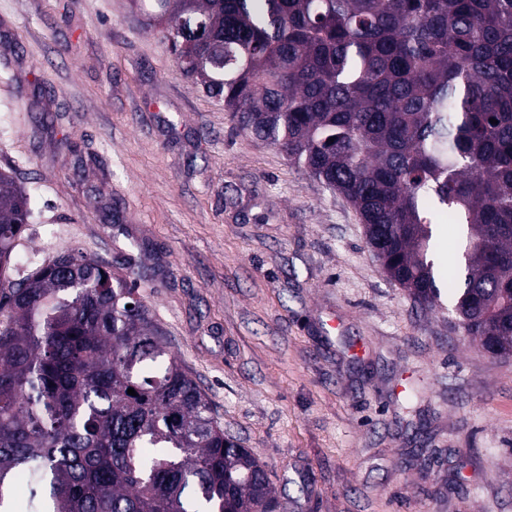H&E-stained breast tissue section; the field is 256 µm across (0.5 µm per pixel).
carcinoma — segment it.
Wrapping results in <instances>:
<instances>
[{"label": "carcinoma", "instance_id": "cac0c4a2", "mask_svg": "<svg viewBox=\"0 0 512 512\" xmlns=\"http://www.w3.org/2000/svg\"><path fill=\"white\" fill-rule=\"evenodd\" d=\"M152 7L186 75L350 202L419 305L441 297L431 225L467 228L456 319L512 357V0ZM30 218L1 171L0 512H265L267 472L168 349L143 268L74 252L21 273Z\"/></svg>", "mask_w": 512, "mask_h": 512}]
</instances>
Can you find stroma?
Listing matches in <instances>:
<instances>
[{"label":"stroma","mask_w":512,"mask_h":512,"mask_svg":"<svg viewBox=\"0 0 512 512\" xmlns=\"http://www.w3.org/2000/svg\"><path fill=\"white\" fill-rule=\"evenodd\" d=\"M150 13L0 0L18 269L141 261L170 350L288 512H512V359L392 282L353 206L239 130Z\"/></svg>","instance_id":"obj_1"}]
</instances>
